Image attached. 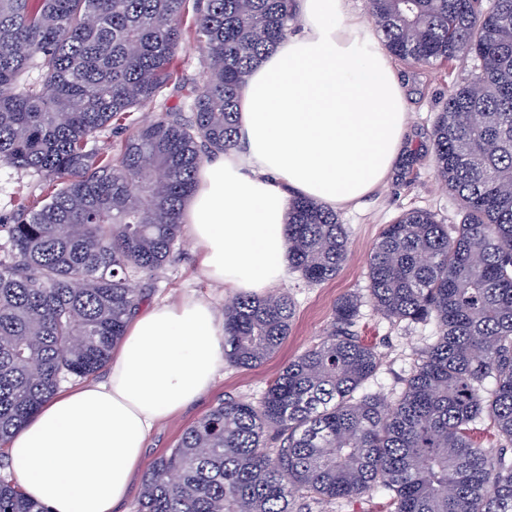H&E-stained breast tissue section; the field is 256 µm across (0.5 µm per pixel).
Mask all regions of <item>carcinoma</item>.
<instances>
[{
  "mask_svg": "<svg viewBox=\"0 0 512 512\" xmlns=\"http://www.w3.org/2000/svg\"><path fill=\"white\" fill-rule=\"evenodd\" d=\"M187 0H0V164L49 183L3 226L0 444L68 379L98 372L169 261L203 155L236 145L253 65L297 24L295 0H196L204 79L139 124L113 156L86 149L171 81ZM386 50L414 65L478 61L448 94L432 141L460 203L445 224L408 210L368 259L367 297L395 322L435 320L392 401L359 394L380 355L354 330L362 297L289 361L259 403L227 397L153 460L137 512H293L376 488L390 512H512V0H365ZM291 267L336 277L348 233L329 206L288 204ZM286 294L224 307V354L252 369L287 338ZM486 419L500 441L478 445ZM279 440L271 450L268 438ZM0 512H50L0 480Z\"/></svg>",
  "mask_w": 512,
  "mask_h": 512,
  "instance_id": "obj_1",
  "label": "carcinoma"
}]
</instances>
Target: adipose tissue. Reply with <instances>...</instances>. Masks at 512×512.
Masks as SVG:
<instances>
[{"instance_id":"ef3b65f1","label":"adipose tissue","mask_w":512,"mask_h":512,"mask_svg":"<svg viewBox=\"0 0 512 512\" xmlns=\"http://www.w3.org/2000/svg\"><path fill=\"white\" fill-rule=\"evenodd\" d=\"M301 30L250 73L237 148L204 162L183 209L212 281L261 293L287 280L299 195L349 205L391 174L408 104L391 55L349 0H297ZM225 363L224 321L203 297L130 320L105 382L65 389L8 441L19 486L50 512H115L148 435L196 401Z\"/></svg>"}]
</instances>
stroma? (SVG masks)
I'll list each match as a JSON object with an SVG mask.
<instances>
[{
    "mask_svg": "<svg viewBox=\"0 0 512 512\" xmlns=\"http://www.w3.org/2000/svg\"><path fill=\"white\" fill-rule=\"evenodd\" d=\"M193 19V9H185L181 20L184 36L178 50V64L166 90L167 103L171 106L181 103L191 90L201 84V52L193 30ZM396 67L409 107L408 149L417 156L410 175L392 174L361 205L338 209L339 220L348 231L349 248L336 278L308 287L293 272L286 282L274 287V294L289 295L295 305L293 325L281 347L253 369L224 365L209 392L151 433L144 448L143 464H150L154 458L174 448L184 430L225 396L259 400L285 363L319 342L330 328L336 300L349 294H365L371 249L385 225L392 223L402 211L427 209L446 223H459L458 202L436 175L431 130L449 91L465 80L468 71L455 64L421 67L402 61L397 62ZM42 195L43 183L38 176L0 165V225L14 223L20 210L40 200ZM197 255L198 249L189 231H182L179 246L155 276L149 301L172 304L190 296H200L211 300L216 313H223L225 303L233 298L234 293L204 276ZM356 329L376 346L381 355L376 373L364 383L362 390L389 400L400 393L402 380L412 369L418 350L438 334L436 323H396L368 301L362 304ZM388 499V492L382 489L324 504L301 498L297 500L294 512H386Z\"/></svg>",
    "mask_w": 512,
    "mask_h": 512,
    "instance_id": "stroma-1",
    "label": "stroma"
}]
</instances>
